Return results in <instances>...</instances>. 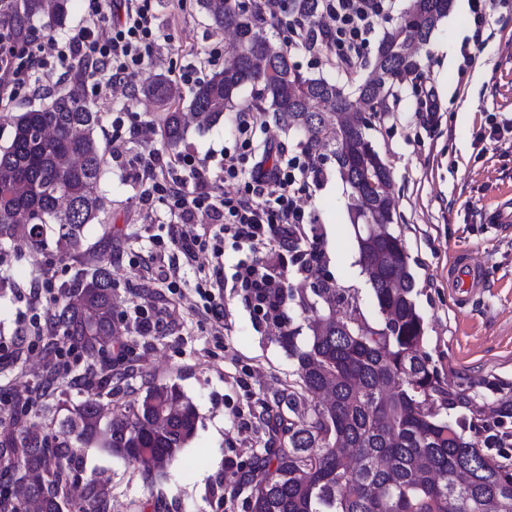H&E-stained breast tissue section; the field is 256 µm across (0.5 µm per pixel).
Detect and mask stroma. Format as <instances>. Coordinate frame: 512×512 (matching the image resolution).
Segmentation results:
<instances>
[{
    "label": "stroma",
    "instance_id": "1",
    "mask_svg": "<svg viewBox=\"0 0 512 512\" xmlns=\"http://www.w3.org/2000/svg\"><path fill=\"white\" fill-rule=\"evenodd\" d=\"M155 10L159 29L152 55L133 83L139 88L164 76L188 95L181 74L191 73L200 81L223 68L234 38L217 30L196 0H159ZM87 18L88 0H71L66 24L53 29L45 28L43 20L16 15L47 58L51 41L67 40ZM473 33L469 0H452L447 17L415 54L416 73L392 86L384 112L372 119L367 134L392 172L399 215L393 231L410 256L413 298L424 319L422 351L447 388L466 390L476 405L486 407L487 429L466 430L467 440L512 466V444L492 448L487 443L493 432L512 436V418H498L494 409L500 394L489 388L496 380L512 384V230L488 220L501 201L512 197V0H498L484 38L474 39ZM376 52V43L367 44L351 71L331 67L324 50L311 54L295 46L290 58L304 73L351 84L367 75ZM32 79L53 95L79 90L99 113L102 147L119 145L122 154L106 158L101 177L110 220L104 226L89 225L78 256L61 255L57 236L50 232L42 246L11 263L10 281L0 286V338L10 339L28 326L21 291L38 270L53 266L60 285L78 270L108 269L119 328L111 361L113 392L127 400L144 391L148 381L178 383L196 406L199 421L178 462L154 473L153 486L95 444L82 450L84 478L104 479L112 493V512H248L245 493L225 475L249 469L268 439L266 410L294 379V363L277 343V329L255 319L233 278L235 264L249 258L250 251L232 239L224 241L223 335H215L210 315L199 307L190 272L185 275L182 318L162 319L158 331L142 334L134 309L159 305L163 287L150 279L139 254L148 236L166 235L171 217L163 206L142 204L145 186L135 179L129 162L151 149L172 157L153 122L158 107L141 95L125 97L105 82L82 81L56 63L36 70ZM430 95L441 105L432 123L420 115ZM237 138L234 115L227 112L211 124L186 125L180 148L202 158L234 147ZM252 139L258 155L267 149L288 157L302 151L298 135L285 134L269 112L262 114ZM315 162L323 175L308 181L301 204L317 239L301 240L295 249L282 252L277 268L286 287H302L305 280L297 268L311 248H318L323 259L313 265L312 276L325 274L337 288L357 291L365 317L378 323L377 301L353 227V201L330 151H321ZM464 254L484 265L485 287L465 292L452 288L448 269ZM38 371L35 352L0 361V433L13 431L17 407L23 408L24 420H41L40 399L26 395L36 386Z\"/></svg>",
    "mask_w": 512,
    "mask_h": 512
}]
</instances>
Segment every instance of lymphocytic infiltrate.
Wrapping results in <instances>:
<instances>
[{"label":"lymphocytic infiltrate","instance_id":"1","mask_svg":"<svg viewBox=\"0 0 512 512\" xmlns=\"http://www.w3.org/2000/svg\"><path fill=\"white\" fill-rule=\"evenodd\" d=\"M323 18L319 26H298L294 33L306 50L331 49L337 62L353 69L362 48L369 42L380 20L391 8V0H319ZM92 16L111 12L116 20L107 39L96 37L90 26H82L64 45L56 47L59 61L81 68L92 78L109 72L113 85L131 90L130 77L145 62L156 36L158 17L152 0H90ZM42 57L30 49L23 30L14 21L0 24V103L13 102L27 87V69L43 65ZM239 140L234 148L224 149L216 168L184 152L160 161L158 157L135 158L136 178L148 185L144 205L161 204L176 219L166 236L150 237L151 255L157 260V278L167 293L164 313L170 320L182 315L183 295L180 276L166 264L169 250H177L185 265L197 271L196 293L216 324H223L224 310L214 300L224 287V240L233 238L249 249L268 244L271 232H278L279 246L288 249L303 233L305 210L300 200L308 179H320L309 152L280 160L273 167L256 162L250 174L242 167L250 150V136L258 122L251 112L235 116ZM229 184V191L215 194L216 183ZM210 253L212 270L198 264L200 254ZM54 274L43 269L29 290L27 305L32 311L31 332L22 339L28 350L48 357L47 368L53 379L78 383L70 358L72 344L41 333L42 313L56 301Z\"/></svg>","mask_w":512,"mask_h":512}]
</instances>
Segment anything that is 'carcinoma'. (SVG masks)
I'll list each match as a JSON object with an SVG mask.
<instances>
[{"label":"carcinoma","instance_id":"cac0c4a2","mask_svg":"<svg viewBox=\"0 0 512 512\" xmlns=\"http://www.w3.org/2000/svg\"><path fill=\"white\" fill-rule=\"evenodd\" d=\"M196 2L215 28L236 31L239 46L235 64L192 90L190 110L207 123L243 105L272 112L283 130L302 133L305 149H330L354 195V221L363 223L373 202L368 179L381 181L391 172L367 134L355 133L342 115L356 113L350 94L363 97L373 79L349 91L300 72L288 51L270 48L269 20L259 0L247 11L238 0ZM318 5L281 0V13L312 24ZM449 7L450 0H411L403 16L419 18L425 44ZM23 10L30 18H47L48 28L61 26L70 0H23ZM403 34L400 20L380 41L388 49L383 70L390 84L416 67L413 56L402 52ZM248 84L258 92L245 103L240 96ZM142 93L162 108L157 122L164 144L177 147L184 123L171 81L160 77ZM326 106L336 111V121ZM97 125L98 112L76 90L13 119L11 138L0 145V254L19 240L41 244L53 226L59 252L78 255L87 225L105 209ZM381 219L384 233L357 237L360 254L372 261L369 282L379 323L364 317L356 292L338 290L329 279L317 288L282 290L269 311L279 324L277 342L295 362L296 379L282 396L288 413L268 415L273 436L252 475L233 482L247 490L251 512H512V468L466 440L465 428L487 425L466 391L444 388L422 354L424 326L413 300L409 256L400 236L387 230L393 209L385 207ZM292 306L313 316L311 334L301 335ZM47 335L69 339L85 358L99 362V370L85 380L86 398L76 405L66 406L67 390H50L43 411H67L62 434L32 423L0 442V477H10L8 485L18 489L0 490V512H21L27 504L36 512H61L83 470L84 444L99 443L148 480L153 469L176 461L195 435L196 408L175 383H153L131 400L113 402L107 358L116 332L108 270H87L72 280ZM458 407L470 412L467 424L441 417V410ZM72 506L111 512L109 492L88 480Z\"/></svg>","mask_w":512,"mask_h":512}]
</instances>
